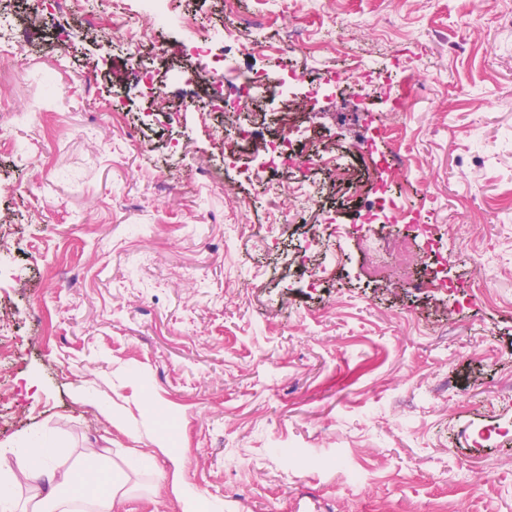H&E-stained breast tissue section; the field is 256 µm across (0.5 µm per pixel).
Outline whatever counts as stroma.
Masks as SVG:
<instances>
[{
	"label": "stroma",
	"instance_id": "35a3bbf8",
	"mask_svg": "<svg viewBox=\"0 0 512 512\" xmlns=\"http://www.w3.org/2000/svg\"><path fill=\"white\" fill-rule=\"evenodd\" d=\"M118 7H0V115L42 114L0 148V234L17 272L0 280L13 350L0 448L42 434L67 464L90 441L116 457L138 449L121 512H181L178 484L224 512H431L443 499L512 512V26L500 19L512 0H267L260 39L294 29L313 46L283 61L239 52L231 35L256 0L232 14L222 0H170L202 29H228L212 47L230 59L211 74L225 92L284 63L306 84L356 62L377 72L366 98L348 80L289 114L256 87L247 122L261 138L399 151L411 207L447 230L450 295L418 287L421 269L396 272L404 246L429 251L404 220L376 229L390 275L373 277L347 236L334 275L308 286L292 259L318 213L261 195L248 177L258 157L232 162L223 116L189 108L203 68L182 58L181 28L156 26L139 65L125 64L110 37ZM274 179L315 185L336 223L362 221L363 201L322 171ZM88 388L98 401L78 400Z\"/></svg>",
	"mask_w": 512,
	"mask_h": 512
}]
</instances>
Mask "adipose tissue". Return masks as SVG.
Masks as SVG:
<instances>
[{
  "label": "adipose tissue",
  "instance_id": "ef3b65f1",
  "mask_svg": "<svg viewBox=\"0 0 512 512\" xmlns=\"http://www.w3.org/2000/svg\"><path fill=\"white\" fill-rule=\"evenodd\" d=\"M13 465L0 478V512H117L129 493L132 472L143 457L131 453L124 463L110 461L106 447L85 445L76 465L62 467L52 457L49 442L24 437L11 448Z\"/></svg>",
  "mask_w": 512,
  "mask_h": 512
}]
</instances>
